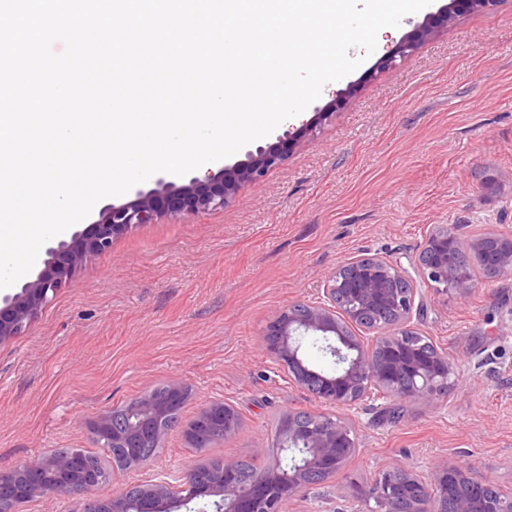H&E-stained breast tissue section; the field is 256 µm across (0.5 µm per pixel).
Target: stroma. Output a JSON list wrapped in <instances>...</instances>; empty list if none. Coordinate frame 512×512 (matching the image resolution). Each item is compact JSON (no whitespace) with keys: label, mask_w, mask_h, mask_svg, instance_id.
Returning a JSON list of instances; mask_svg holds the SVG:
<instances>
[{"label":"stroma","mask_w":512,"mask_h":512,"mask_svg":"<svg viewBox=\"0 0 512 512\" xmlns=\"http://www.w3.org/2000/svg\"><path fill=\"white\" fill-rule=\"evenodd\" d=\"M386 53L376 48L261 138L276 143L336 106L234 202L119 235L0 345V469L54 448L107 458L91 420L179 381L190 391L184 419L220 397L240 424L209 448L169 432L156 457L125 472L129 484L227 456L274 465L279 417L305 409L349 423L357 451L342 477L304 489L288 512H366L347 481L371 482L394 462L420 474L459 464L512 496V275L481 276L465 297L417 280L414 326L455 368L447 395L426 404L377 395L322 406L266 350L272 314L321 301L326 276L352 256L410 270L433 225L468 237L512 231V0L456 16L376 70Z\"/></svg>","instance_id":"obj_1"}]
</instances>
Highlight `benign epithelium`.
I'll return each mask as SVG.
<instances>
[{"instance_id": "benign-epithelium-1", "label": "benign epithelium", "mask_w": 512, "mask_h": 512, "mask_svg": "<svg viewBox=\"0 0 512 512\" xmlns=\"http://www.w3.org/2000/svg\"><path fill=\"white\" fill-rule=\"evenodd\" d=\"M499 2L449 0L397 42L379 67L396 65L458 13L491 8ZM334 110L331 106L317 112L305 129L288 131L273 145L247 151L243 159L209 173L203 181L191 177L176 184L159 177L154 187L134 190L129 201L103 205L89 228L46 249L44 266L32 280L0 296V345L21 333L90 256L110 250L115 237L163 217L224 208L236 199L242 185L279 165L301 135L317 129ZM491 242L492 273L511 274V232L466 240L456 224L432 228L418 256L417 273L440 293L466 296L476 284L468 254H487ZM417 296L415 280L404 269L378 255L352 257L326 277L324 301L290 304L272 315L265 330L267 350L278 365L294 372L293 380L299 386L317 383L318 400L325 405L350 406L374 391L407 402L434 400L448 392L454 364L436 348L424 355L407 350L417 335L413 327V314L419 309ZM306 338L322 342V350L334 359V369H317L304 358ZM185 394L183 384L174 381L168 384L167 405L146 394L125 419L118 421L112 410H104L92 420L90 429L96 440L105 438L136 459L143 438L158 442L166 438L169 430L160 426L166 407L184 406ZM214 421L231 433L239 425V415L227 402H210L182 429L188 446L207 448L217 442L210 429ZM277 448L276 468L259 469L248 486L238 479L241 461L226 456L219 479L188 495L177 494L173 482L150 479L123 485L103 498L97 495L100 477L79 466L78 453L51 451L0 471V512H15L17 500L67 494L86 496V512H188L190 504L205 499L216 512H288V501L306 487L340 474L356 448V437L340 420L304 425L290 411L278 430ZM491 486L489 479L472 470L441 460L425 478L393 464L371 483L350 489L354 499L368 506V512H512V499L488 495Z\"/></svg>"}]
</instances>
